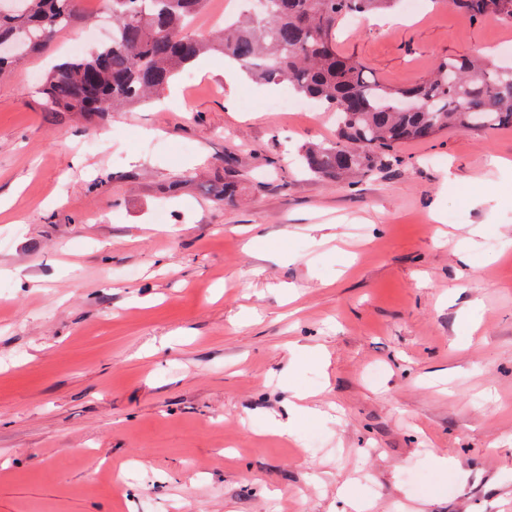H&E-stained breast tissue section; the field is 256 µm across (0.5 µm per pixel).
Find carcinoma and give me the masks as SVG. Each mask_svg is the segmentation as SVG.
<instances>
[{
  "label": "carcinoma",
  "instance_id": "cac0c4a2",
  "mask_svg": "<svg viewBox=\"0 0 512 512\" xmlns=\"http://www.w3.org/2000/svg\"><path fill=\"white\" fill-rule=\"evenodd\" d=\"M206 0H104L112 41L58 64L38 94L59 121L73 112L92 124L103 114L141 103L167 86L178 70L217 51L265 84H285L336 114V141L307 146L304 168L324 179L351 178L386 166L409 141L444 130L480 133L512 127V68L489 56H446L431 75L407 87L373 77L336 46V27L351 16L384 13L395 0H258L259 10L207 41L189 32ZM478 21L512 22V0H452ZM74 17V0H20L0 15V40L21 43L18 57L40 52ZM234 164L224 169V199L237 196Z\"/></svg>",
  "mask_w": 512,
  "mask_h": 512
}]
</instances>
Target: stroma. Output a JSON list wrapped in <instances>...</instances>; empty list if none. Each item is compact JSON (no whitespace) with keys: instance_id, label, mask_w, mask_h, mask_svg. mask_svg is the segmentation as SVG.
<instances>
[{"instance_id":"1","label":"stroma","mask_w":512,"mask_h":512,"mask_svg":"<svg viewBox=\"0 0 512 512\" xmlns=\"http://www.w3.org/2000/svg\"><path fill=\"white\" fill-rule=\"evenodd\" d=\"M243 8L208 0L190 29ZM77 13L0 77V512H512V169L489 163L512 128L318 179L297 153L335 122L243 108L283 88L229 89L218 54L158 101L58 123L38 85L102 39ZM336 37L394 86L445 55L512 64V24L441 0Z\"/></svg>"}]
</instances>
